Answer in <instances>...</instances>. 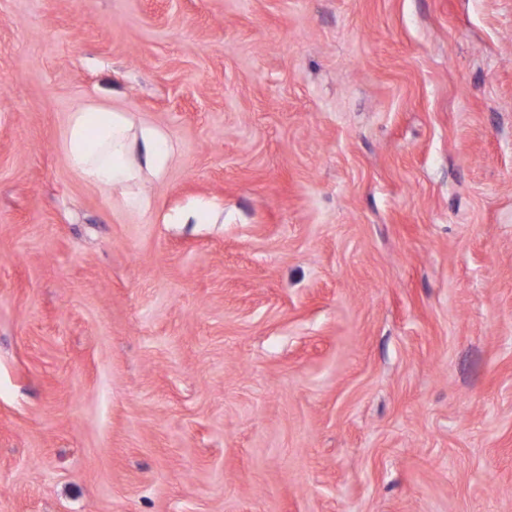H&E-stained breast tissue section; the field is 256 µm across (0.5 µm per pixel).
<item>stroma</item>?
I'll return each instance as SVG.
<instances>
[{"instance_id": "35a3bbf8", "label": "stroma", "mask_w": 512, "mask_h": 512, "mask_svg": "<svg viewBox=\"0 0 512 512\" xmlns=\"http://www.w3.org/2000/svg\"><path fill=\"white\" fill-rule=\"evenodd\" d=\"M0 512H512V0H0ZM64 148L79 175L121 195L133 209L145 202L128 193L129 185L144 171L161 177L174 157L173 146L155 126L141 124L134 130L126 111L94 106L71 112Z\"/></svg>"}]
</instances>
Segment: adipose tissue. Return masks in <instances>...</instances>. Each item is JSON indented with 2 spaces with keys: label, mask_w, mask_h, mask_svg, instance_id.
I'll use <instances>...</instances> for the list:
<instances>
[{
  "label": "adipose tissue",
  "mask_w": 512,
  "mask_h": 512,
  "mask_svg": "<svg viewBox=\"0 0 512 512\" xmlns=\"http://www.w3.org/2000/svg\"><path fill=\"white\" fill-rule=\"evenodd\" d=\"M64 148L79 175L122 195L133 209L143 202L128 195L129 185L145 173L161 177L174 157L172 145L155 126L136 128L125 111L94 106L71 113Z\"/></svg>",
  "instance_id": "obj_1"
}]
</instances>
